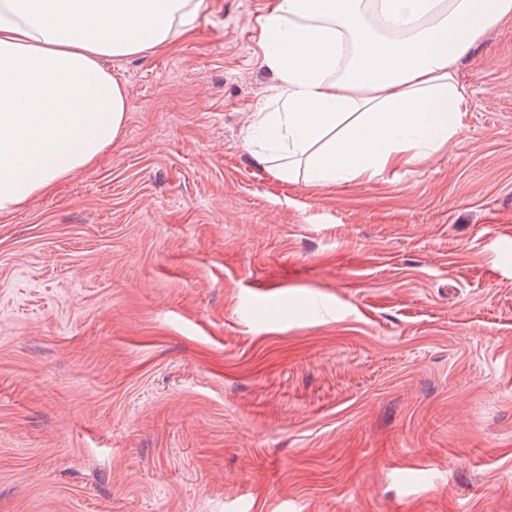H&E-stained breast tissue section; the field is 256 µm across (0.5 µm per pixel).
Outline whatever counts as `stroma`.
I'll return each mask as SVG.
<instances>
[{"instance_id":"obj_1","label":"stroma","mask_w":512,"mask_h":512,"mask_svg":"<svg viewBox=\"0 0 512 512\" xmlns=\"http://www.w3.org/2000/svg\"><path fill=\"white\" fill-rule=\"evenodd\" d=\"M105 65L121 136L0 215V512H512V19L459 142L277 179L259 18Z\"/></svg>"}]
</instances>
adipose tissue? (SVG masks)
Returning <instances> with one entry per match:
<instances>
[{
    "label": "adipose tissue",
    "instance_id": "obj_1",
    "mask_svg": "<svg viewBox=\"0 0 512 512\" xmlns=\"http://www.w3.org/2000/svg\"><path fill=\"white\" fill-rule=\"evenodd\" d=\"M201 0H0V214L85 171L125 124L103 64L170 48ZM512 0H278L262 26L277 81L245 144L285 182H365L458 140L459 58Z\"/></svg>",
    "mask_w": 512,
    "mask_h": 512
}]
</instances>
